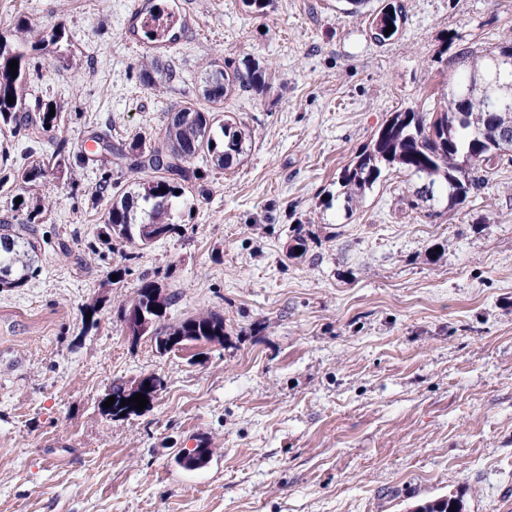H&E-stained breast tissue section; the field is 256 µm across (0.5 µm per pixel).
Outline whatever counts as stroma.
<instances>
[{
  "mask_svg": "<svg viewBox=\"0 0 512 512\" xmlns=\"http://www.w3.org/2000/svg\"><path fill=\"white\" fill-rule=\"evenodd\" d=\"M130 2L0 0L11 41L27 40L24 16L69 36L31 60L68 143L34 190L52 203L36 270L0 290V512H411L449 494L512 512V163L433 215L396 171L352 207L336 198L390 113L432 108L468 52L512 38V0H400L382 43L384 0H270L257 16L153 0L196 21L156 84L123 35ZM246 60L272 81L224 101L251 131L245 158L186 193L182 235L100 245L111 169L87 127L153 146L169 111L207 107V71ZM146 275L173 297L168 322L222 314L223 343L131 342L119 308ZM150 373L164 380L150 408L102 413L112 382ZM200 441L208 463L181 467ZM390 10H393V13H390ZM404 20L405 15L404 7L402 4H385L378 11L376 17L373 20L374 27L372 29V33L374 34L375 29L378 30V34L374 35L373 37L374 40L381 42L391 39L392 37L398 34ZM389 22H392L394 30L388 36H385V30L389 26Z\"/></svg>",
  "mask_w": 512,
  "mask_h": 512,
  "instance_id": "35a3bbf8",
  "label": "stroma"
}]
</instances>
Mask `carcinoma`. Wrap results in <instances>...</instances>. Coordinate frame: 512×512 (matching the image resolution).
<instances>
[{
	"instance_id": "carcinoma-1",
	"label": "carcinoma",
	"mask_w": 512,
	"mask_h": 512,
	"mask_svg": "<svg viewBox=\"0 0 512 512\" xmlns=\"http://www.w3.org/2000/svg\"><path fill=\"white\" fill-rule=\"evenodd\" d=\"M405 20L401 4L387 3L373 20L376 41H386L398 34ZM393 32L385 34L388 26ZM26 32L36 35L31 50L42 46H60L61 30L27 23ZM512 48V39L485 54H471L465 74L456 84L457 97L446 99L431 112L413 108L393 112L377 129L370 142L347 163L338 176L336 197L347 205L372 188L382 170L395 167L414 181L416 188L410 205L422 203L433 209L439 201L437 189L448 188V201L461 205L479 195L487 186L489 174L500 160H491L501 138L512 137V123L491 116L493 57ZM18 61L17 76H12L8 63ZM30 61L27 53L0 35V163H13L16 178L35 185L47 170L65 162L66 138L61 135V115H50L54 102L39 96L27 98ZM271 80L268 69L255 63L241 69L226 65L207 72L203 95L213 104L208 110L185 103L169 112L167 123L157 144L147 149L138 136L128 142H112L108 132L94 131L90 139L97 144L103 161L118 172L145 174L138 189L112 191L109 178L101 179L97 194L111 196L103 216L104 229L99 240L134 244L147 249L161 239L178 236L183 225L173 222L171 205L183 198L186 189L200 179V169L191 166L197 158H207L219 170H228L241 161L251 132L246 126L224 115L219 105L239 90L264 91ZM15 98L12 103L8 97ZM25 138L15 163L11 151L13 139ZM43 214L39 206L27 213L22 224H0V288L11 290L26 284L38 257L40 242L35 237L34 223ZM171 298L162 294L160 284L142 280L135 298L121 307L122 319L142 309L150 314L147 331L159 353L168 352L184 341L224 342V317L206 312L186 317L175 324L165 322ZM110 395L115 397L112 419L120 420L121 400L128 397L125 383L113 382ZM208 448L178 458L185 467L205 463Z\"/></svg>"
}]
</instances>
